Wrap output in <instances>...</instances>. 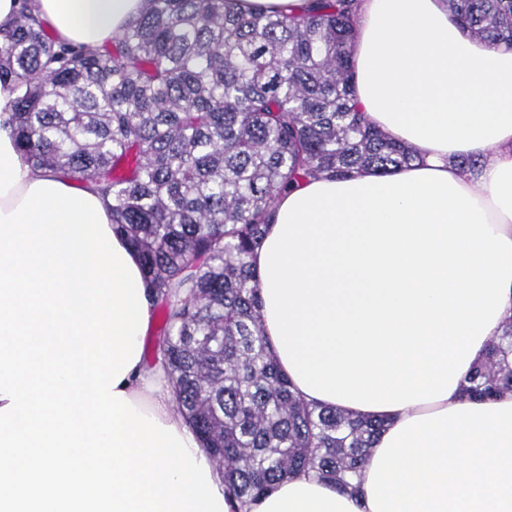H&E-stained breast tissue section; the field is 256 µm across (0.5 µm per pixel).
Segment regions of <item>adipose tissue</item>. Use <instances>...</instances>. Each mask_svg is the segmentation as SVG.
<instances>
[{"label":"adipose tissue","mask_w":512,"mask_h":512,"mask_svg":"<svg viewBox=\"0 0 512 512\" xmlns=\"http://www.w3.org/2000/svg\"><path fill=\"white\" fill-rule=\"evenodd\" d=\"M36 3L90 47L144 6ZM353 62L356 103L420 162L291 188L251 262L296 392L387 423L357 492L301 473L233 498L144 358L136 251L98 194L0 129V512H512V393L462 394L512 322V48L469 37L447 0H360Z\"/></svg>","instance_id":"1"}]
</instances>
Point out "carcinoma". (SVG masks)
Here are the masks:
<instances>
[{"label": "carcinoma", "mask_w": 512, "mask_h": 512, "mask_svg": "<svg viewBox=\"0 0 512 512\" xmlns=\"http://www.w3.org/2000/svg\"><path fill=\"white\" fill-rule=\"evenodd\" d=\"M112 42H56L34 0L0 29V83L19 94L3 126L24 160L93 187L140 255L176 408L241 502L312 473L340 491L385 428L294 391L263 333L250 256L288 187L390 174L417 151L354 99L359 0L302 16L235 0H146ZM462 30L512 48V0H448ZM512 392V322L464 396Z\"/></svg>", "instance_id": "1"}]
</instances>
